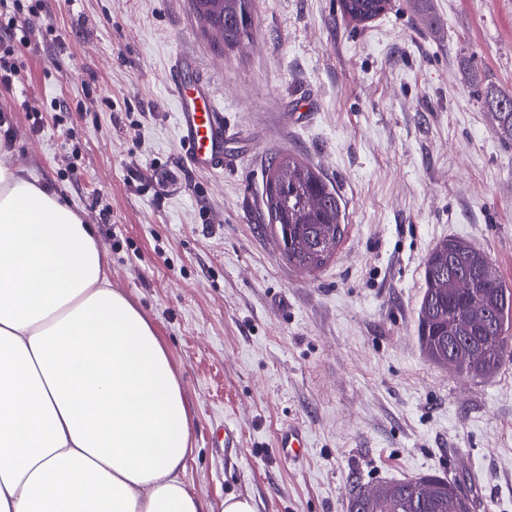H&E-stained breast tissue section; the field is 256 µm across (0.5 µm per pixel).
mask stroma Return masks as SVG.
Listing matches in <instances>:
<instances>
[{"label": "stroma", "instance_id": "35a3bbf8", "mask_svg": "<svg viewBox=\"0 0 512 512\" xmlns=\"http://www.w3.org/2000/svg\"><path fill=\"white\" fill-rule=\"evenodd\" d=\"M237 49L190 0H41L45 30L0 86L11 162L95 226L113 288L154 326L192 428L184 480L208 512H346L354 485L437 474L512 512V361L490 381L417 340L424 264L449 237L512 287V146L477 87L512 94V0H390L357 23L340 0H256ZM192 52L224 107L236 166L191 170L170 71ZM41 111V128L30 115ZM335 188L346 229L309 273L265 216L272 153ZM229 425L241 452L213 447ZM301 427L299 465L276 455Z\"/></svg>", "mask_w": 512, "mask_h": 512}]
</instances>
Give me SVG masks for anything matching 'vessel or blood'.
<instances>
[{"mask_svg":"<svg viewBox=\"0 0 512 512\" xmlns=\"http://www.w3.org/2000/svg\"><path fill=\"white\" fill-rule=\"evenodd\" d=\"M198 64L188 53H179L174 63L173 82L178 112V140L190 167L199 173L223 171L231 158L225 151L230 130L224 124V109L211 82L197 73ZM306 442L301 428H284L278 439L280 459L298 463Z\"/></svg>","mask_w":512,"mask_h":512,"instance_id":"vessel-or-blood-1","label":"vessel or blood"}]
</instances>
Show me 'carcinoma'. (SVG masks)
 Masks as SVG:
<instances>
[{"mask_svg":"<svg viewBox=\"0 0 512 512\" xmlns=\"http://www.w3.org/2000/svg\"><path fill=\"white\" fill-rule=\"evenodd\" d=\"M377 0H341L355 21L378 15ZM205 33H216L224 49L253 38L254 0H191ZM484 103L494 133L512 143V95L488 87ZM265 208L268 223L284 244L288 262L318 271L336 253L345 225L335 189L314 167L291 154L268 160ZM425 289L417 314V336L426 358L479 381L492 379L512 356V289L491 258L469 242L447 239L427 256ZM460 485L437 475L374 483L354 491L346 512H472Z\"/></svg>","mask_w":512,"mask_h":512,"instance_id":"cac0c4a2","label":"carcinoma"}]
</instances>
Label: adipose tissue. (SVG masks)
I'll use <instances>...</instances> for the list:
<instances>
[{"label":"adipose tissue","mask_w":512,"mask_h":512,"mask_svg":"<svg viewBox=\"0 0 512 512\" xmlns=\"http://www.w3.org/2000/svg\"><path fill=\"white\" fill-rule=\"evenodd\" d=\"M10 156L0 139V512H204L154 327L94 226Z\"/></svg>","instance_id":"1"}]
</instances>
